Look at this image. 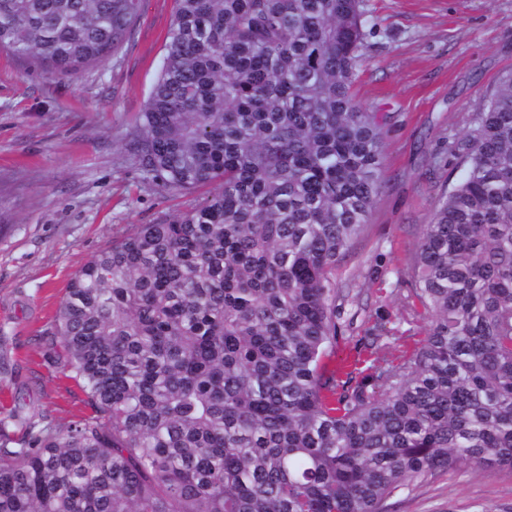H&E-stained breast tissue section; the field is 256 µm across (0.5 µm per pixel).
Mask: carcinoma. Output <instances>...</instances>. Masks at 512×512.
Here are the masks:
<instances>
[{
    "mask_svg": "<svg viewBox=\"0 0 512 512\" xmlns=\"http://www.w3.org/2000/svg\"><path fill=\"white\" fill-rule=\"evenodd\" d=\"M175 2L131 150L204 195L71 279L55 334L94 415L0 416V512H387L461 463L512 470V71L421 226L404 306L428 328L366 337L342 378L336 266L382 186L384 117L353 94L367 4ZM140 5L0 0V50L68 76Z\"/></svg>",
    "mask_w": 512,
    "mask_h": 512,
    "instance_id": "carcinoma-1",
    "label": "carcinoma"
}]
</instances>
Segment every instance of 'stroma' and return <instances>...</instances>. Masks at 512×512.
<instances>
[{"label": "stroma", "instance_id": "stroma-1", "mask_svg": "<svg viewBox=\"0 0 512 512\" xmlns=\"http://www.w3.org/2000/svg\"><path fill=\"white\" fill-rule=\"evenodd\" d=\"M354 92L385 115L381 192L336 267L350 289L328 369L370 333L419 334L403 317L404 272L435 206L464 176L448 144L512 70V0H367ZM174 0H143L119 53L71 77L30 70L0 51V412L47 414L66 428L93 410L58 357L51 330L70 280L134 225L194 198L146 180L129 144L160 72ZM388 512H512V471L462 464L397 491Z\"/></svg>", "mask_w": 512, "mask_h": 512}]
</instances>
